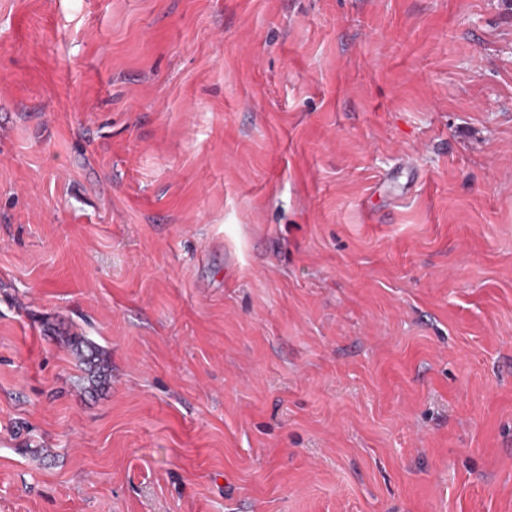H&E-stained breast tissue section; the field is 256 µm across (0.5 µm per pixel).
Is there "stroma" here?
<instances>
[{
    "label": "stroma",
    "instance_id": "1",
    "mask_svg": "<svg viewBox=\"0 0 512 512\" xmlns=\"http://www.w3.org/2000/svg\"><path fill=\"white\" fill-rule=\"evenodd\" d=\"M0 512H512V0H0ZM72 346L79 358L89 383V389L95 391L107 381L108 365L103 353L93 343L84 339L73 340Z\"/></svg>",
    "mask_w": 512,
    "mask_h": 512
}]
</instances>
